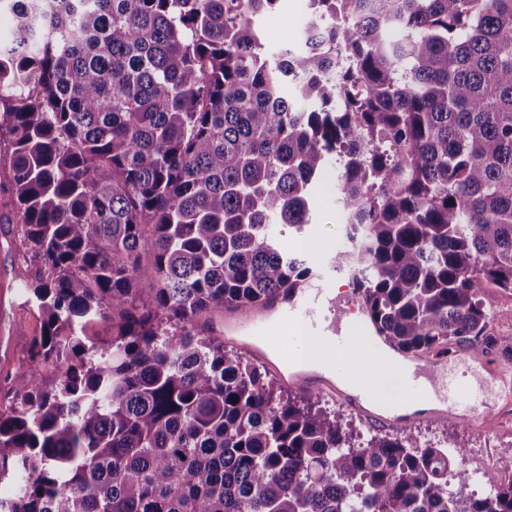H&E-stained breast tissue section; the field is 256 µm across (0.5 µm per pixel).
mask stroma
I'll return each mask as SVG.
<instances>
[{"label": "stroma", "instance_id": "1", "mask_svg": "<svg viewBox=\"0 0 512 512\" xmlns=\"http://www.w3.org/2000/svg\"><path fill=\"white\" fill-rule=\"evenodd\" d=\"M308 11L307 0H285L280 11L265 15L260 26L266 46L277 50L293 43L298 35L301 18ZM313 223L298 233L283 228L278 236L284 252L302 254L311 259L318 269L313 287L323 289L336 298L335 310L323 311L326 321L350 316L352 322L366 324L365 314H349L344 304L351 294V279L334 268V257L345 243L344 216L336 203L335 175L327 173L315 190L312 200ZM11 205L7 196L0 194V410L11 404L8 380L29 364V344L39 335L42 316L19 276L30 263L22 243L18 225L9 221ZM447 375L457 382L473 378L474 389L483 405L479 418L467 421L456 419H421L399 426H387L368 420L363 415L329 396L322 397L321 405L340 420L351 423L363 436L387 435L401 438L419 446L437 445L451 449L457 462L463 463L470 474L468 490L476 496L488 491L487 476L500 482L512 481V473L501 470L499 453L512 444V373L490 371L482 363L463 353L461 345L448 347L443 364Z\"/></svg>", "mask_w": 512, "mask_h": 512}]
</instances>
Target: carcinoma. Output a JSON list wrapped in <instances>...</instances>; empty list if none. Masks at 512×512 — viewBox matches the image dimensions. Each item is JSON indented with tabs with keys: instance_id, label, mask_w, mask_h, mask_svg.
Here are the masks:
<instances>
[{
	"instance_id": "1",
	"label": "carcinoma",
	"mask_w": 512,
	"mask_h": 512,
	"mask_svg": "<svg viewBox=\"0 0 512 512\" xmlns=\"http://www.w3.org/2000/svg\"><path fill=\"white\" fill-rule=\"evenodd\" d=\"M278 2L0 0V193L44 317L0 512H512V481L477 498L444 448L358 443L198 324L307 286L271 230L311 223L334 164L375 334L512 353L485 296L512 291V0H308L271 52ZM284 1L279 12L267 14L260 20L265 44L272 51L296 40L299 22L308 11L307 0Z\"/></svg>"
}]
</instances>
